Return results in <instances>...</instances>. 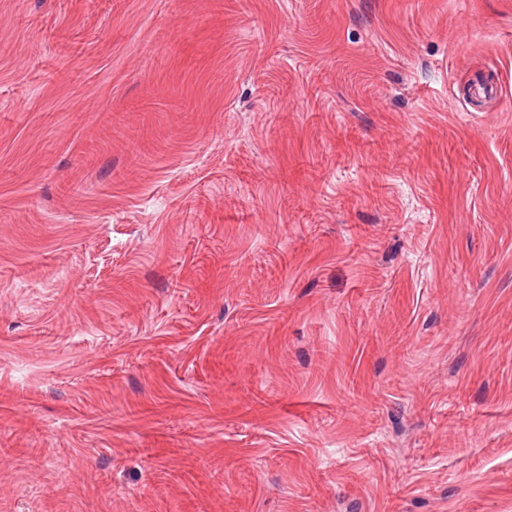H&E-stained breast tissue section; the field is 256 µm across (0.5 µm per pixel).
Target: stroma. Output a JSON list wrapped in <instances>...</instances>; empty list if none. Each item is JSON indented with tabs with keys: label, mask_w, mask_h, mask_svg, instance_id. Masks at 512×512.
<instances>
[{
	"label": "stroma",
	"mask_w": 512,
	"mask_h": 512,
	"mask_svg": "<svg viewBox=\"0 0 512 512\" xmlns=\"http://www.w3.org/2000/svg\"><path fill=\"white\" fill-rule=\"evenodd\" d=\"M0 512H512V0H0Z\"/></svg>",
	"instance_id": "stroma-1"
}]
</instances>
